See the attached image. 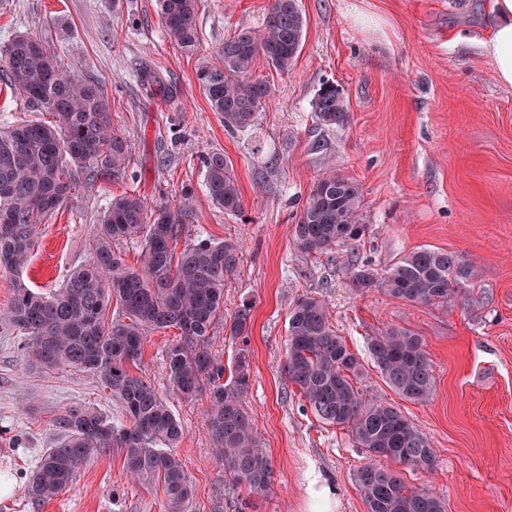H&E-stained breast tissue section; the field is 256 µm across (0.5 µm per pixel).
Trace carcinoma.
<instances>
[{"label": "carcinoma", "mask_w": 512, "mask_h": 512, "mask_svg": "<svg viewBox=\"0 0 512 512\" xmlns=\"http://www.w3.org/2000/svg\"><path fill=\"white\" fill-rule=\"evenodd\" d=\"M157 14L170 40L183 52H199L196 26L199 0H156ZM304 19L297 0H272L263 24L243 27L226 38L196 69L200 91L228 130L251 124L272 101L270 84L252 70L264 57L279 72L291 70L301 50ZM0 72L11 92L49 121H18L0 130V271L19 275L28 266L40 225L71 197L77 180L88 183L126 178L127 139L112 129L106 89L65 67L46 35L16 34L0 49ZM314 115L319 124L345 127L348 104L334 84L318 92ZM205 191L228 215L243 209L233 166L222 153L202 160ZM359 184L330 163L313 183L294 228L298 249L323 254L355 243L366 232L360 222ZM193 220L192 195L176 204L147 210L143 200L123 193L112 197L93 236L92 258L46 295L16 281L9 308L0 313V335L25 337L26 365L42 370L71 367L91 373L129 412L131 424L118 427L101 412L83 405L60 413V439L32 471L31 498L48 501L66 491L91 459L114 448L124 453V468L143 485L163 481L168 512H184L192 480L166 449L183 437L166 400L146 378L131 372L142 362L149 332H179L167 351L169 391L184 400L204 394L207 425L216 457L237 486L267 490L273 469L244 405L250 380L252 306L243 301L224 315V288L237 272L238 248L231 242L200 241L177 249L180 225ZM142 242L140 266L130 267L112 248L119 240ZM474 269L446 251L422 248L382 272L365 263L351 271L352 287H377L410 306H448L473 285ZM127 321L111 323L112 303ZM238 343L233 371L212 350L216 325ZM369 354L387 382L404 398L426 401L434 375L422 339L403 327L371 337ZM362 364L336 334L325 305L300 297L288 319L286 370L314 416L349 430L368 462L353 474L367 512H446L436 496L406 487L390 460L430 469L435 453L428 439L393 407L372 403L356 386Z\"/></svg>", "instance_id": "1"}]
</instances>
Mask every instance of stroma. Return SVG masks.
I'll use <instances>...</instances> for the list:
<instances>
[{"mask_svg": "<svg viewBox=\"0 0 512 512\" xmlns=\"http://www.w3.org/2000/svg\"><path fill=\"white\" fill-rule=\"evenodd\" d=\"M272 0H201V54L243 27L264 21ZM489 0H298L303 45L289 72L257 59L254 76L275 97L254 122L228 132L196 80V57L172 44L155 0H0V46L19 32L51 36L65 64L101 82L112 126L131 144L127 177L81 187L42 225L30 264L0 272V311L16 279L51 293L91 258L90 240L112 196L139 195L147 207L176 203L192 190L196 219L181 243L230 241L237 274L224 312L252 306L247 407L271 459L263 492L233 485L213 450L208 402L170 399L184 436L174 450L194 492L185 512H366L353 483L364 463L348 429L322 424L285 368L295 301H323L329 320L362 363L364 398L397 407L435 450L433 469L405 468L407 484L448 512H512V88L500 86L486 54ZM154 77L141 84L140 74ZM348 103L346 127H326L313 103L325 83ZM232 163L243 210L225 214L204 189L202 156ZM363 192L365 235L311 257L292 232L328 161ZM470 263L476 278L448 308L410 306L379 288L354 291L350 269L382 270L422 247ZM401 326L420 336L431 361V399L395 391L368 352L379 330ZM175 329L150 333L141 374L167 391L166 352ZM21 336H0V475L11 481L0 512H167L163 484L133 482L120 449L82 468L48 502L24 487L58 440L55 419L87 405L118 426L122 404L90 373H50L25 365Z\"/></svg>", "mask_w": 512, "mask_h": 512, "instance_id": "obj_1", "label": "stroma"}]
</instances>
